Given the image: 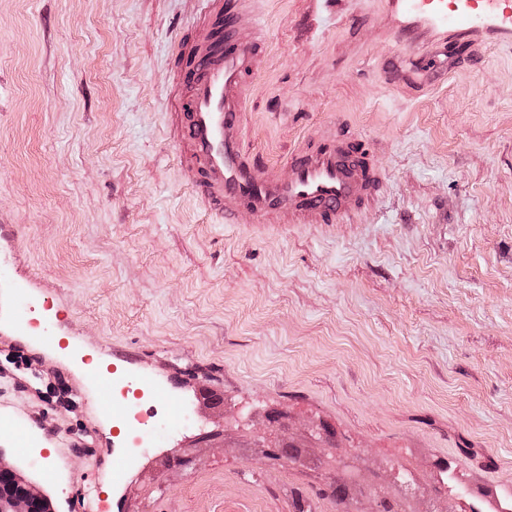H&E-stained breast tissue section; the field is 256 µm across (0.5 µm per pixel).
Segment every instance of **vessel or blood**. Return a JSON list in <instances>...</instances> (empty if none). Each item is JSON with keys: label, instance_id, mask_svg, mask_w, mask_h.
Returning a JSON list of instances; mask_svg holds the SVG:
<instances>
[{"label": "vessel or blood", "instance_id": "obj_1", "mask_svg": "<svg viewBox=\"0 0 512 512\" xmlns=\"http://www.w3.org/2000/svg\"><path fill=\"white\" fill-rule=\"evenodd\" d=\"M205 2L203 34L179 58L171 114L173 140L195 173L202 207L228 224L242 212L258 224L344 222L351 205L374 196L379 175L332 125L315 128L292 152L288 177L252 160L243 142L245 100L264 39L241 34L251 0Z\"/></svg>", "mask_w": 512, "mask_h": 512}]
</instances>
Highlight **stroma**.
<instances>
[{"label": "stroma", "mask_w": 512, "mask_h": 512, "mask_svg": "<svg viewBox=\"0 0 512 512\" xmlns=\"http://www.w3.org/2000/svg\"><path fill=\"white\" fill-rule=\"evenodd\" d=\"M451 2L474 52L429 80L404 32L435 9L253 0L247 151L284 177L333 123L383 176L265 226L206 213L172 139L202 0H0V450L56 512L512 505V38Z\"/></svg>", "instance_id": "obj_1"}]
</instances>
